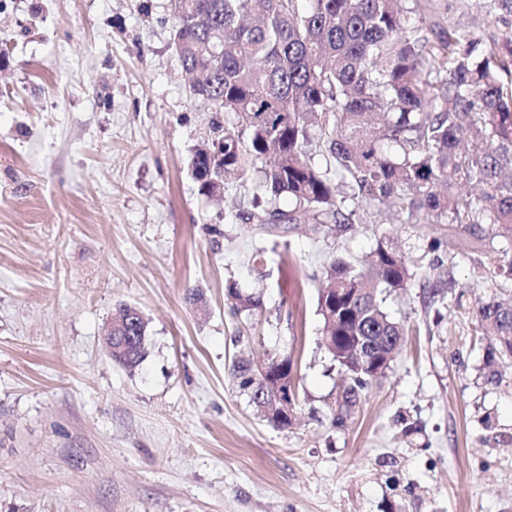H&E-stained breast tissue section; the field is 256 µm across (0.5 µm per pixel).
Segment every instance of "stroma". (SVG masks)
Wrapping results in <instances>:
<instances>
[{
	"label": "stroma",
	"instance_id": "35a3bbf8",
	"mask_svg": "<svg viewBox=\"0 0 512 512\" xmlns=\"http://www.w3.org/2000/svg\"><path fill=\"white\" fill-rule=\"evenodd\" d=\"M448 21L512 34L491 0H448ZM171 35L169 0H0V512H512V362L485 384L466 312L495 288L461 263L463 308L418 282L389 298L402 347L346 402L322 268L382 235L421 256L431 230L389 211L338 232L228 223L254 178L201 194L189 161L214 112ZM123 303L148 321L134 369L101 341ZM280 354L283 429L232 374Z\"/></svg>",
	"mask_w": 512,
	"mask_h": 512
}]
</instances>
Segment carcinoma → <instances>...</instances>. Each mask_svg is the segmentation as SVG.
I'll use <instances>...</instances> for the list:
<instances>
[{
	"label": "carcinoma",
	"mask_w": 512,
	"mask_h": 512,
	"mask_svg": "<svg viewBox=\"0 0 512 512\" xmlns=\"http://www.w3.org/2000/svg\"><path fill=\"white\" fill-rule=\"evenodd\" d=\"M172 46L183 69L197 75L190 95L227 114L190 160L209 197L221 196L215 169L257 171L252 210L225 219L316 224L331 231L365 224L382 205L408 224H430L424 265L376 239L369 259L337 258L318 292L323 344L362 389L400 351L403 325L386 309L389 296L419 279L430 302L464 307L451 269L458 258L474 275L512 297V38L500 46L445 21L441 0H171ZM286 195L291 209L276 201ZM493 337L484 382L512 360V300L469 309ZM147 321L131 305L112 314V336L126 337L115 362L136 368L146 354ZM233 364L238 386L265 420L272 396Z\"/></svg>",
	"instance_id": "obj_1"
}]
</instances>
